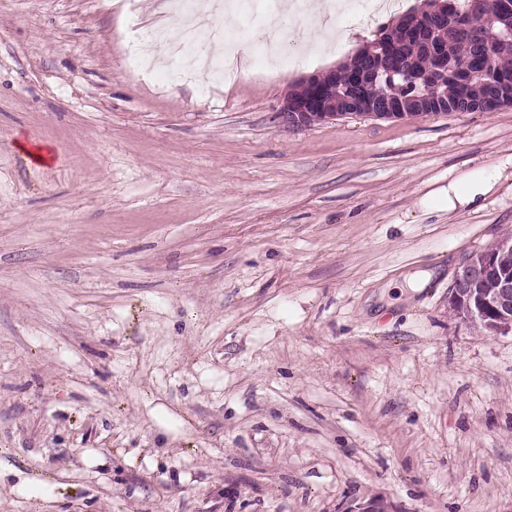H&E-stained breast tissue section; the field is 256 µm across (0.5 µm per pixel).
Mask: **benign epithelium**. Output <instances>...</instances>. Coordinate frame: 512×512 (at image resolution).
<instances>
[{"instance_id": "7a95c632", "label": "benign epithelium", "mask_w": 512, "mask_h": 512, "mask_svg": "<svg viewBox=\"0 0 512 512\" xmlns=\"http://www.w3.org/2000/svg\"><path fill=\"white\" fill-rule=\"evenodd\" d=\"M331 74L326 71L307 77L302 86L303 96L287 93L283 98L274 119L288 128L300 129L310 126L311 113L316 112L319 120L329 122L336 119L338 112H364L365 106L359 99L347 96L336 100V89L332 87ZM509 102L505 93L490 92L478 103L477 110L490 112L500 109ZM448 110V100L443 98L438 89L429 87L415 97L414 112L421 118L431 112ZM377 111L390 119L407 120L406 105L397 100H388ZM492 253L481 259H467L455 272L452 288L448 292V307L464 300L467 286L475 280H488L492 287L483 289L471 308L468 325L472 328L493 335L512 332V267L502 266V260L512 255V234L495 242ZM348 512H390V505L382 498H372L361 502Z\"/></svg>"}]
</instances>
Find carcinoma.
Wrapping results in <instances>:
<instances>
[{"label": "carcinoma", "mask_w": 512, "mask_h": 512, "mask_svg": "<svg viewBox=\"0 0 512 512\" xmlns=\"http://www.w3.org/2000/svg\"><path fill=\"white\" fill-rule=\"evenodd\" d=\"M419 23L418 33L398 26L381 33L379 41L395 40L401 51L372 58L378 73L361 89L366 97L408 98L441 82L456 98L512 77V16L499 12L498 0H448V22L437 21L431 8Z\"/></svg>", "instance_id": "1"}]
</instances>
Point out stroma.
<instances>
[{
    "mask_svg": "<svg viewBox=\"0 0 512 512\" xmlns=\"http://www.w3.org/2000/svg\"><path fill=\"white\" fill-rule=\"evenodd\" d=\"M163 2L0 0V512H512V333L448 314L512 107L287 129L325 29L389 14L273 63L228 13L231 74L179 78L130 53ZM489 190L490 187L484 183L473 184L468 180L461 181L451 184L447 190L443 189L436 201L444 208L451 209L455 207V202L461 205L476 203L478 196L485 195Z\"/></svg>",
    "mask_w": 512,
    "mask_h": 512,
    "instance_id": "stroma-1",
    "label": "stroma"
}]
</instances>
